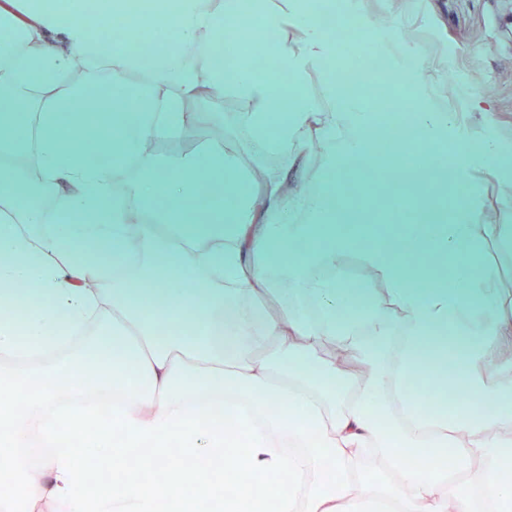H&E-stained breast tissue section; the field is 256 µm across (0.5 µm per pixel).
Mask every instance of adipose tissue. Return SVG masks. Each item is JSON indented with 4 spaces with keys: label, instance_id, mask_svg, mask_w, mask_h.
<instances>
[{
    "label": "adipose tissue",
    "instance_id": "adipose-tissue-1",
    "mask_svg": "<svg viewBox=\"0 0 512 512\" xmlns=\"http://www.w3.org/2000/svg\"><path fill=\"white\" fill-rule=\"evenodd\" d=\"M340 7L375 35L401 89L400 144L416 136L457 157L451 169L389 164L392 196L417 219L375 225L365 251L353 226L378 199L364 188L346 200L343 184L376 149L381 114L332 78L311 92L336 56L313 0H263L256 25L250 0H0V127L18 129L0 137V283L21 310L0 316V512H512V145L485 100L439 106L443 88L403 12ZM116 13L172 30L165 54L195 52L211 63L205 78L184 69L152 83L150 117L130 110L139 64L98 33ZM231 37L260 43L277 73L257 75L245 54L225 69ZM77 58L123 95L59 82ZM207 84L245 103L248 142L287 154V169L259 183L221 152L175 172L150 156L130 162L125 132L155 142L209 120L187 108ZM77 98L108 112L111 151H64L82 136ZM312 139L328 164L305 179ZM29 151L76 221L55 220L24 170L2 168ZM134 210L135 276L91 294L105 263L121 265ZM357 251L378 288L351 287L343 260ZM323 343L326 358L314 352ZM44 361L120 396L111 419L47 417L60 388H26ZM34 430L46 453L31 465L22 450ZM77 437L119 475L91 499ZM174 447L218 464L234 493L184 486Z\"/></svg>",
    "mask_w": 512,
    "mask_h": 512
}]
</instances>
